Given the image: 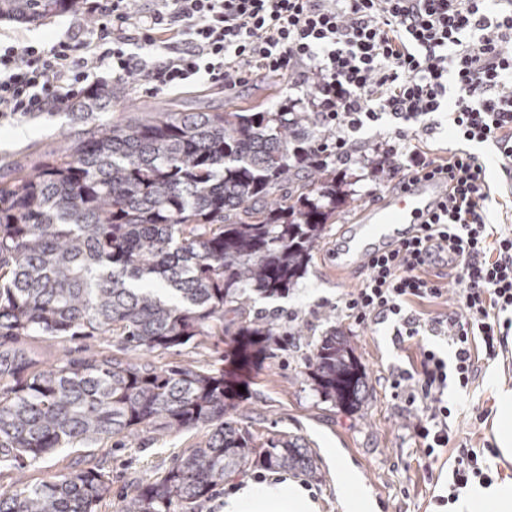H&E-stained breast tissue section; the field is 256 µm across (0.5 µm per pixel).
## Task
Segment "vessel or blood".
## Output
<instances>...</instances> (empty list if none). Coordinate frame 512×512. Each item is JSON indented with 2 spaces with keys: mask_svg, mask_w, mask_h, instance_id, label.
Wrapping results in <instances>:
<instances>
[{
  "mask_svg": "<svg viewBox=\"0 0 512 512\" xmlns=\"http://www.w3.org/2000/svg\"><path fill=\"white\" fill-rule=\"evenodd\" d=\"M444 193L438 181L424 180L367 209L361 223L336 253L337 271L363 268L383 250L398 243L425 221Z\"/></svg>",
  "mask_w": 512,
  "mask_h": 512,
  "instance_id": "obj_1",
  "label": "vessel or blood"
}]
</instances>
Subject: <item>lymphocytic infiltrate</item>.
Wrapping results in <instances>:
<instances>
[{
    "label": "lymphocytic infiltrate",
    "instance_id": "obj_1",
    "mask_svg": "<svg viewBox=\"0 0 512 512\" xmlns=\"http://www.w3.org/2000/svg\"><path fill=\"white\" fill-rule=\"evenodd\" d=\"M150 14L132 0H83L95 24L87 37L66 35L35 46L0 41V113L68 108L81 91L139 72L155 89L197 82L237 85L284 74L311 90L320 127L334 134L332 156L352 159L351 136L383 118L392 142L380 143L386 186L397 192L420 179L448 192L422 227L371 260L367 275L339 306L358 324L395 319V340L441 337L454 350L445 362L422 349L419 369L390 373V386L415 405L411 428L425 457L448 447L449 382L471 386L480 360H493L512 336V232L487 220V165L469 151L490 143L512 178V0H162ZM448 115L460 149L437 160L411 144ZM454 271L457 311L422 318L414 300L438 299L443 286L427 270ZM449 500L487 481L485 451L453 450Z\"/></svg>",
    "mask_w": 512,
    "mask_h": 512
}]
</instances>
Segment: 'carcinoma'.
<instances>
[{"label": "carcinoma", "instance_id": "obj_1", "mask_svg": "<svg viewBox=\"0 0 512 512\" xmlns=\"http://www.w3.org/2000/svg\"><path fill=\"white\" fill-rule=\"evenodd\" d=\"M67 13L81 14V0H0V20ZM114 104L110 83L80 95L69 116L88 126L83 136L0 180V474L15 473L0 512H97L110 473L74 467L31 483L25 469L62 448L142 433L207 430L116 512H200L248 468L317 470L300 438L258 445L231 419L242 401L235 372L160 367L151 355L224 335V314L247 304V290L282 295L304 275L343 201L336 164L319 151L330 136L310 112L159 109L99 122ZM237 335L239 369L282 345L268 321ZM31 336H102L118 352L69 349L46 365L24 347ZM308 377L345 410L367 397L341 333L323 337Z\"/></svg>", "mask_w": 512, "mask_h": 512}]
</instances>
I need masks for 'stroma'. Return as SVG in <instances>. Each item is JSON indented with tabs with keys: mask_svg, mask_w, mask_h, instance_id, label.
Listing matches in <instances>:
<instances>
[{
	"mask_svg": "<svg viewBox=\"0 0 512 512\" xmlns=\"http://www.w3.org/2000/svg\"><path fill=\"white\" fill-rule=\"evenodd\" d=\"M78 21V16L71 14L42 23L0 21V35L6 37L19 31L30 37L32 44L41 45L64 34ZM151 103L160 107L170 103L179 112H222L236 108L284 112L292 105L300 111L309 105L305 91L275 74L229 89L198 83L175 91L154 92L141 77L136 84L121 85L116 105L106 119L112 122L137 116ZM81 129V124L63 113L23 125L0 122V176L8 174L15 163L44 158L73 140ZM389 130L385 124L356 133L355 150L360 161L342 169L341 188L349 202L337 207L329 219L328 230L297 285L279 297L252 294L249 302V316L272 318L282 331L297 325L302 327L303 334L284 347L272 348L241 371L239 381L245 393L237 418L258 441L290 435L301 438L310 448L318 463L314 476L292 472L288 480L302 486L304 495L314 505L312 512H345L339 494L342 476L336 469L337 458L346 460L350 473L374 501V512H436V498L446 494L448 472L453 464L445 453L434 461L421 455L417 440L405 428L410 408L404 397L395 396L387 380L390 370L417 365L420 345L397 344L392 323L357 325L338 318L334 311L336 303L366 275L365 270L359 269L348 277H337L333 253L357 224L361 210L377 203L368 194L376 185L369 164L376 156V143ZM471 150L483 155L487 162L493 197L489 219L500 224L502 231H510L512 196L501 187L503 176L494 161L496 149L490 144H475ZM334 330L349 337L368 375V396L354 412L325 401L306 375L307 359L314 347ZM232 347L230 336H213L194 349L156 353L154 360L160 365L189 361L206 369H224ZM502 382L512 387V355L482 363L468 391L449 386L448 400L457 408L448 420L452 446L467 444L479 448L494 443L495 428L503 422L494 390ZM204 439V430L191 429L160 439L144 433L123 448L110 443L66 448L33 463L29 475L37 482L49 481L67 473L76 463L87 461L111 471L112 494L117 497L132 484L156 477L176 455Z\"/></svg>",
	"mask_w": 512,
	"mask_h": 512,
	"instance_id": "1",
	"label": "stroma"
}]
</instances>
